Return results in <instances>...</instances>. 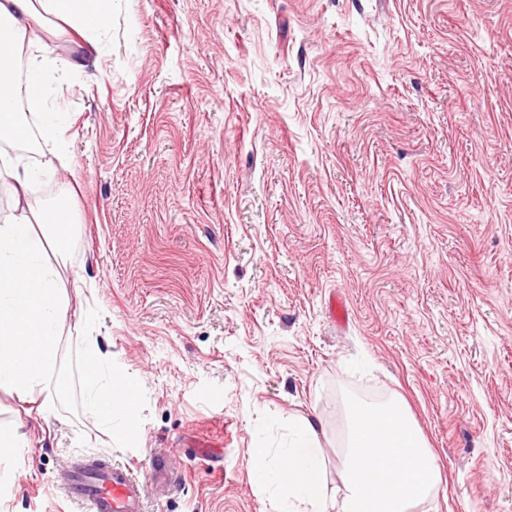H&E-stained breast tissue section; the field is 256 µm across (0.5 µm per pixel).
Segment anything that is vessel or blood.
Wrapping results in <instances>:
<instances>
[{
	"label": "vessel or blood",
	"mask_w": 512,
	"mask_h": 512,
	"mask_svg": "<svg viewBox=\"0 0 512 512\" xmlns=\"http://www.w3.org/2000/svg\"><path fill=\"white\" fill-rule=\"evenodd\" d=\"M166 465L156 460L148 480H141L129 466L79 463L65 478L68 496L81 503L85 512H142L146 484H165Z\"/></svg>",
	"instance_id": "obj_1"
}]
</instances>
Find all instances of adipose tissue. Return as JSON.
<instances>
[{
	"instance_id": "adipose-tissue-1",
	"label": "adipose tissue",
	"mask_w": 512,
	"mask_h": 512,
	"mask_svg": "<svg viewBox=\"0 0 512 512\" xmlns=\"http://www.w3.org/2000/svg\"><path fill=\"white\" fill-rule=\"evenodd\" d=\"M112 2L0 0V55L17 56L28 33L52 19L91 41L110 25ZM26 69V112H18L13 99L0 98V143L17 141L33 123L53 143L55 159L34 169L0 153V176L12 181L17 210L12 221L0 225V389L23 401L38 400L44 411L55 400L50 382L69 306L60 269L70 256L75 224L31 199L28 189L67 158L71 121L68 113L49 105V59L31 53ZM83 357L84 406L93 426L113 440L127 439L138 412L137 390L96 340L84 339ZM346 420L335 487L329 484L314 419L294 421L286 447L253 449L250 472L279 512H412L437 489L439 469L403 405H356Z\"/></svg>"
}]
</instances>
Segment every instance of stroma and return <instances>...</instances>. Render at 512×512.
I'll list each match as a JSON object with an SVG mask.
<instances>
[{
	"mask_svg": "<svg viewBox=\"0 0 512 512\" xmlns=\"http://www.w3.org/2000/svg\"><path fill=\"white\" fill-rule=\"evenodd\" d=\"M68 85L65 398L0 392V512H79L77 460L174 485L146 512H274L249 471L299 416L401 400L440 468L414 512H512V0H115L101 49L41 34ZM340 298L349 321L329 314ZM138 385L133 435L83 405L81 341ZM25 442L22 434H19L17 428L14 429H0V464L4 465V474H6L11 481L18 471L12 468V462L17 461V448H24Z\"/></svg>",
	"mask_w": 512,
	"mask_h": 512,
	"instance_id": "35a3bbf8",
	"label": "stroma"
}]
</instances>
